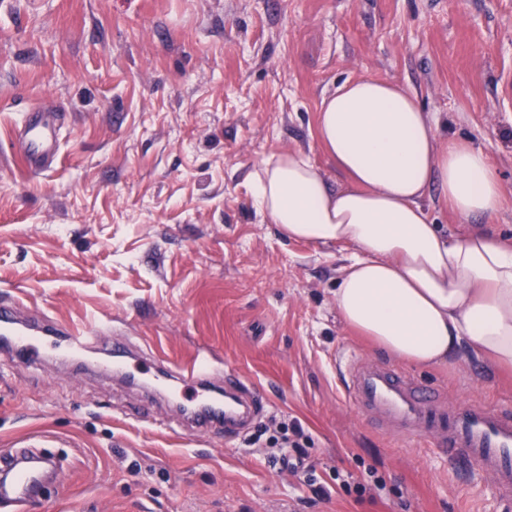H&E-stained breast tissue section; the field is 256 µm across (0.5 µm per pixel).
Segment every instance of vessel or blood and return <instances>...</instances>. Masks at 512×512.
Masks as SVG:
<instances>
[{"label":"vessel or blood","mask_w":512,"mask_h":512,"mask_svg":"<svg viewBox=\"0 0 512 512\" xmlns=\"http://www.w3.org/2000/svg\"><path fill=\"white\" fill-rule=\"evenodd\" d=\"M60 128L51 114H25L15 144L30 170H43L55 161ZM55 333L65 348L89 356L96 352L105 329L61 326ZM0 337L25 357L33 359L40 354L35 329L20 327L13 310L6 307H0ZM337 367L347 401L367 417L376 432L414 440L466 472L490 478L494 495L512 512V406L493 408L477 401L444 398L411 372L384 360H365L353 352L343 354ZM210 370L207 356L190 360L179 372L183 390L197 391ZM268 402L263 387L228 369L224 372L223 404L197 411L196 417L222 420L225 437L234 438L243 422L259 415ZM36 483L35 476L20 467L14 455H0L1 506L25 499Z\"/></svg>","instance_id":"b4317fda"}]
</instances>
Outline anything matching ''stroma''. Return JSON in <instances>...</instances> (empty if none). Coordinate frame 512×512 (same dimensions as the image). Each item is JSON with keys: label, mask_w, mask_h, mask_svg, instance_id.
<instances>
[{"label": "stroma", "mask_w": 512, "mask_h": 512, "mask_svg": "<svg viewBox=\"0 0 512 512\" xmlns=\"http://www.w3.org/2000/svg\"><path fill=\"white\" fill-rule=\"evenodd\" d=\"M361 76L397 80L440 138L489 153L501 209L459 217L431 187L441 231L512 239V0H0V302L24 320L105 323L174 369L207 354L210 388L230 368L269 394L228 439L185 429L176 381L0 350V449L59 461L13 512H503L489 479L349 405L337 353L388 357L336 311L350 250L286 237L251 198L284 152L345 185L316 117ZM33 109L71 115L41 172L10 147ZM412 372L452 399L512 405V374L476 361ZM294 421L329 493L312 509L304 469L269 461L268 438Z\"/></svg>", "instance_id": "1"}]
</instances>
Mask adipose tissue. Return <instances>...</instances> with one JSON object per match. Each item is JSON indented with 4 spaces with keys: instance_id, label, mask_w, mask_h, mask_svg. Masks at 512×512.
<instances>
[{
    "instance_id": "adipose-tissue-1",
    "label": "adipose tissue",
    "mask_w": 512,
    "mask_h": 512,
    "mask_svg": "<svg viewBox=\"0 0 512 512\" xmlns=\"http://www.w3.org/2000/svg\"><path fill=\"white\" fill-rule=\"evenodd\" d=\"M434 114L400 84L350 80L323 100L317 137L347 175L330 189L302 154L264 161L258 209L289 238L350 246L336 285L345 325L418 365L475 358L512 368V241L488 231L444 235L422 203L431 184L460 217L503 202L488 153L437 138Z\"/></svg>"
}]
</instances>
